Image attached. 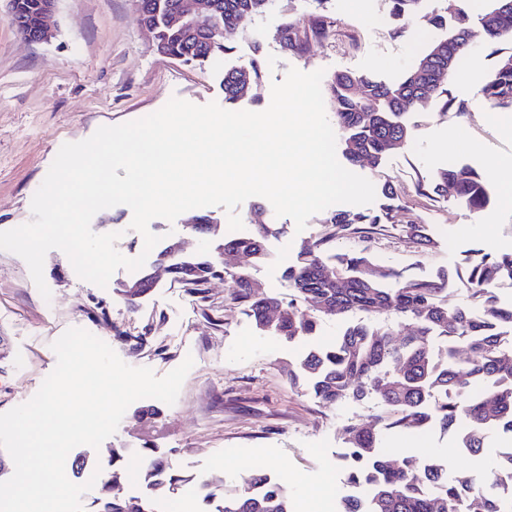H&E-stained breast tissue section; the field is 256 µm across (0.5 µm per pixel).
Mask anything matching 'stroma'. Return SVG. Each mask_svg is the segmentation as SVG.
Wrapping results in <instances>:
<instances>
[{"mask_svg":"<svg viewBox=\"0 0 512 512\" xmlns=\"http://www.w3.org/2000/svg\"><path fill=\"white\" fill-rule=\"evenodd\" d=\"M480 8V0H419L414 14L402 19L388 0H274L245 30L225 33L231 53L187 66L157 51L134 0H58L57 32L44 44L26 42L6 18L7 0H0V231L31 220L32 197L64 143L145 117L175 96L198 105L223 102L225 70L255 57L262 61L261 79L239 104L254 112L269 106L272 83L292 67L321 69L329 78L351 72L393 81L436 38L432 13L451 21L457 12L475 14ZM316 20L323 21V34L302 52L284 49L278 37L282 26L307 30ZM493 62L483 29L473 26L471 52L452 83L466 111L453 114L433 103L407 113L412 136L401 149L387 153L380 164L353 166V173L376 189L368 211L386 206L382 190L388 184L399 208L380 234L336 241L337 251L364 249L383 265L431 278L454 267L471 247L494 254L512 246V207L500 197L476 213L454 198L434 199L416 190L422 177L451 163L482 169L501 160L500 180L512 182V132L479 99ZM258 208L282 234L270 239L263 258L240 254L226 262L247 272L260 292L286 301L293 291L284 271L301 245L325 234L324 216L315 214L299 232L291 218L275 215L268 200L252 197L238 209L244 224H252ZM131 220V209L117 205L98 212L91 229L118 233V251L134 258L142 236L131 230ZM405 224L423 225L437 249L420 248L402 232ZM43 275L51 291L47 299L26 262L0 250V413L38 391L57 362L52 343L78 327L107 343L126 364L151 368L159 377L185 358L194 360L175 404L159 403L157 416L141 419L136 411L150 401H135L100 448L81 445L78 453L104 462L113 448H157L184 478L176 492L183 512H203L206 479L223 478L230 490L251 470L285 484L293 512H301L331 471L336 485L318 512H335L341 497L351 494L340 460L342 428L369 423L379 411L377 400L328 406L314 399L306 383L288 379L289 368L310 346L336 336L339 322L323 321L316 335L291 343L259 332L221 279L207 283L200 296L161 270L156 288L131 309L120 293L127 269L117 270L102 288L80 279L68 257L54 249L45 257ZM509 445L511 435L494 433L484 453L472 457L458 448L454 433L437 427L389 432L382 441L386 455L406 449L438 456L452 472L491 463Z\"/></svg>","mask_w":512,"mask_h":512,"instance_id":"obj_1","label":"stroma"}]
</instances>
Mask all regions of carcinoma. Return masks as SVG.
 <instances>
[{
  "instance_id": "obj_1",
  "label": "carcinoma",
  "mask_w": 512,
  "mask_h": 512,
  "mask_svg": "<svg viewBox=\"0 0 512 512\" xmlns=\"http://www.w3.org/2000/svg\"><path fill=\"white\" fill-rule=\"evenodd\" d=\"M143 21L156 29L158 46L185 64H203L227 54L231 48L215 30L226 23L245 22L262 15L272 0H210L214 5L213 28L171 29L165 15L177 0H135ZM501 0H488L478 23L485 29L496 55L494 67L480 89L485 104L494 110L512 111V50L495 48L512 42V10H501ZM472 23L460 14L447 33L433 40L414 67L402 78L386 82L368 74L337 73L328 84L341 133L342 155L351 164L365 159L379 164L392 140L408 141L411 128L401 116L436 100L449 112L461 113L463 102L451 93V83L468 47L461 38ZM261 63L249 62L224 72V101L235 104L244 94L241 84H255ZM435 198L451 196L474 212L490 202L491 187L484 171L469 165L439 168L417 184ZM385 216L363 211L338 210L324 223L328 232L315 244L302 248L285 270L293 298L257 294L245 272H224L232 299L243 308L256 329L288 342L315 334L324 319L344 320L355 310L372 318L369 323L347 325L327 346L309 350L292 383L303 376L311 383L316 400L335 405L348 399H376L381 411L368 426L343 428L346 445L342 460L345 481L364 487V498L344 497L338 512H512L498 488L512 485V450L502 452L493 464L477 471H461L443 480L439 460H423L402 451L393 458L380 453L379 441L390 431L414 432L430 424L443 431L459 432L460 447L473 455L482 452L496 431L512 432V306L504 303L496 286L512 282V248L492 256L479 249L464 254L454 271L441 270L437 279L416 278L382 266L364 249L327 253L336 240L363 239L376 233ZM406 235L427 250L437 243L420 224L402 225ZM278 229L256 224L251 233L224 238V249H236L257 259L266 253L267 241ZM374 274L368 276L365 271ZM466 280L468 305L453 303V278ZM395 280L397 288L387 287ZM314 305L318 317L305 306ZM275 306L280 318L270 324L266 310ZM392 316L410 322L414 331L396 335L395 325L380 322ZM468 352L462 358V352ZM140 453L144 465L139 474L127 466V451L112 449V478L98 484L90 512H106L105 488L112 482V512H123L132 498L119 495L121 479L139 478L166 493L175 490L182 476L170 471L157 451L148 446ZM205 512H292L288 488L264 473L251 471L232 491L224 481L207 483Z\"/></svg>"
}]
</instances>
